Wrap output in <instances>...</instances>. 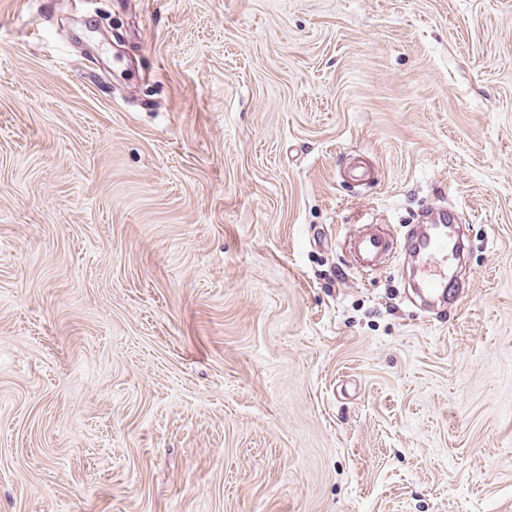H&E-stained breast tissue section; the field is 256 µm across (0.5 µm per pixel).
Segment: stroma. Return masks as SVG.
<instances>
[{"label":"stroma","mask_w":512,"mask_h":512,"mask_svg":"<svg viewBox=\"0 0 512 512\" xmlns=\"http://www.w3.org/2000/svg\"><path fill=\"white\" fill-rule=\"evenodd\" d=\"M0 512H512V0H0ZM454 220L453 214L442 213L434 218L435 225L432 233L407 239L406 247L409 252L415 253L425 262V269L420 274L415 289V294L424 306H430L436 301L446 302L448 299L449 303L457 300L447 291L448 270L441 274H430L426 267L428 261L436 257L454 256L457 234ZM388 237L381 230H374L360 237L357 241V250L365 261H374L387 251Z\"/></svg>","instance_id":"stroma-1"}]
</instances>
